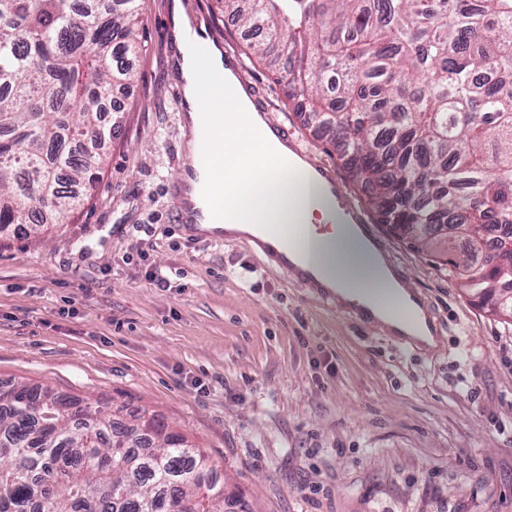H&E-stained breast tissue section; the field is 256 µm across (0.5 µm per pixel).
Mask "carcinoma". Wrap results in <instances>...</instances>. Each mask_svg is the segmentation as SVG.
I'll use <instances>...</instances> for the list:
<instances>
[{
	"mask_svg": "<svg viewBox=\"0 0 512 512\" xmlns=\"http://www.w3.org/2000/svg\"><path fill=\"white\" fill-rule=\"evenodd\" d=\"M368 205L512 318V0H224ZM138 0H0V226L67 224L136 72ZM0 512H224L206 455L157 416L0 389Z\"/></svg>",
	"mask_w": 512,
	"mask_h": 512,
	"instance_id": "cac0c4a2",
	"label": "carcinoma"
}]
</instances>
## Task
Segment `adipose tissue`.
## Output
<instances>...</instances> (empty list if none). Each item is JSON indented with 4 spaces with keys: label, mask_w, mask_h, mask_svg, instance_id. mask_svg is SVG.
<instances>
[{
    "label": "adipose tissue",
    "mask_w": 512,
    "mask_h": 512,
    "mask_svg": "<svg viewBox=\"0 0 512 512\" xmlns=\"http://www.w3.org/2000/svg\"><path fill=\"white\" fill-rule=\"evenodd\" d=\"M178 65L190 103L186 114L189 160L197 162L200 142L209 138L217 159L213 174L234 196V209L224 218L225 231L260 236L270 224L310 225V258L321 282L335 290L341 304L367 301L375 305L384 289H397L382 257L356 233L354 225L339 221L333 202L320 197L316 185L289 176V168H304V161L294 157L252 110L241 85L224 66L222 48L212 46L202 63L181 53ZM211 82L222 85L226 95L223 124L212 132L198 119L199 102Z\"/></svg>",
    "instance_id": "ef3b65f1"
}]
</instances>
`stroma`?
<instances>
[{"instance_id": "stroma-1", "label": "stroma", "mask_w": 512, "mask_h": 512, "mask_svg": "<svg viewBox=\"0 0 512 512\" xmlns=\"http://www.w3.org/2000/svg\"><path fill=\"white\" fill-rule=\"evenodd\" d=\"M180 6L225 51L248 50L223 0H140L136 78L116 93L123 128L102 146L90 194L70 223L0 230V385L158 415L215 462L224 512H512V320L381 223L405 286L441 325L440 347H397L247 240L179 230ZM287 66L274 54L245 71L272 118L365 205L288 101Z\"/></svg>"}]
</instances>
